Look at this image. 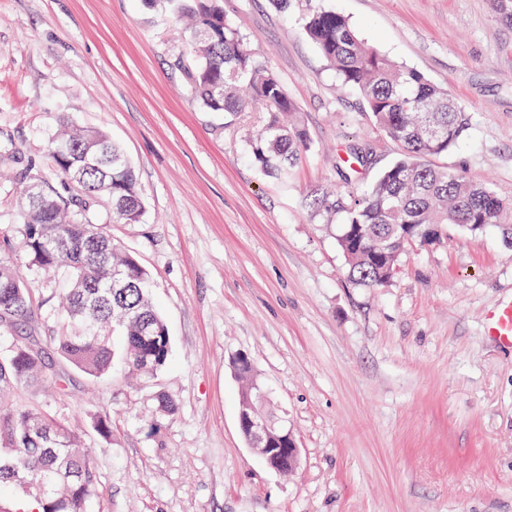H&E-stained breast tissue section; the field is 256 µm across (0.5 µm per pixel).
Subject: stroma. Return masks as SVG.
<instances>
[{
    "label": "stroma",
    "instance_id": "35a3bbf8",
    "mask_svg": "<svg viewBox=\"0 0 512 512\" xmlns=\"http://www.w3.org/2000/svg\"><path fill=\"white\" fill-rule=\"evenodd\" d=\"M248 47L299 110L308 148L289 184L247 159L248 126L204 110L173 65L182 31L163 0H0V253L31 291L60 275L19 251L23 174H58L48 140L61 118L106 129L136 170L145 212L98 224L152 273L171 340L168 365L135 383L114 368L90 386L62 362L66 397L15 389L9 406L51 405L85 435L92 512H512V349L486 320L512 299V245L446 227L406 250L394 278L356 283L338 245L341 217L314 197L339 183L353 150L367 188L401 148L306 36L308 13L345 16L393 61L448 91L464 138L434 163L512 202V24L492 0H221ZM250 358L265 405L286 420L296 469H271L238 422L230 360ZM166 392L174 416L157 413ZM107 410L113 438L88 413Z\"/></svg>",
    "mask_w": 512,
    "mask_h": 512
}]
</instances>
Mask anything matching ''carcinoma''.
<instances>
[{"label": "carcinoma", "mask_w": 512, "mask_h": 512, "mask_svg": "<svg viewBox=\"0 0 512 512\" xmlns=\"http://www.w3.org/2000/svg\"><path fill=\"white\" fill-rule=\"evenodd\" d=\"M168 12L187 21L185 47L176 59L199 104L232 122L260 119L249 140L250 159L283 184L308 148L297 109L274 71L254 56L241 32L224 17L220 0H166ZM305 31L338 75L341 86L361 96L375 125L402 149L399 158L370 189L352 187L340 173L336 192L349 202L343 213L339 246L353 279L379 286L397 273L402 252L420 245L419 229L440 239L454 224L477 235L494 228L512 244V205L489 186L430 163L455 147L469 128V117L448 92L416 70L400 66L360 39L348 20L325 9L307 17ZM48 152L61 175L60 187L33 176L19 199L23 222L21 252L26 262L66 278L59 294L64 321L46 337L38 334L43 301L32 297L10 257L0 256V329L18 332L6 347L0 388L45 380L66 391L46 348L89 381L104 380L114 368V332L123 336L121 364L138 378H151L167 365L171 352L167 326L149 294L150 271L112 243L92 212L95 199L112 204V218L139 222L141 190L124 150L101 128L59 121ZM238 405L269 426L253 398L256 377L250 358L238 364ZM92 428L112 440V417L90 414ZM81 433L49 407L0 410V495L15 490L13 506L31 499L41 512H88L96 476Z\"/></svg>", "instance_id": "obj_1"}]
</instances>
